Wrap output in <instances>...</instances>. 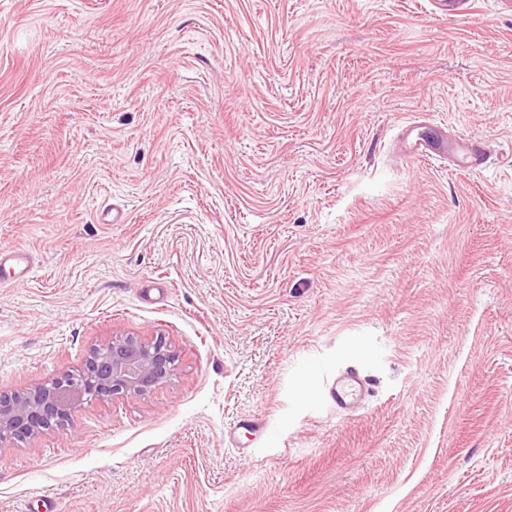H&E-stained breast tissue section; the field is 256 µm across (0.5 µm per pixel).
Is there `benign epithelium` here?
I'll list each match as a JSON object with an SVG mask.
<instances>
[{
    "mask_svg": "<svg viewBox=\"0 0 512 512\" xmlns=\"http://www.w3.org/2000/svg\"><path fill=\"white\" fill-rule=\"evenodd\" d=\"M176 354L162 336L152 340L115 337L92 346L77 372L23 391L0 392V440L34 438L54 420L63 426L72 409L87 399L107 400L121 393L146 395L173 373Z\"/></svg>",
    "mask_w": 512,
    "mask_h": 512,
    "instance_id": "obj_1",
    "label": "benign epithelium"
}]
</instances>
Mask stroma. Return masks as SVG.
<instances>
[{"instance_id": "1", "label": "stroma", "mask_w": 512, "mask_h": 512, "mask_svg": "<svg viewBox=\"0 0 512 512\" xmlns=\"http://www.w3.org/2000/svg\"><path fill=\"white\" fill-rule=\"evenodd\" d=\"M471 7L0 0V250L38 265L0 391L115 337L178 355L0 443V512H512V10ZM439 123L496 158L398 152ZM327 391L336 411L342 413L358 410L369 396L368 382L354 365L337 371L330 379Z\"/></svg>"}]
</instances>
